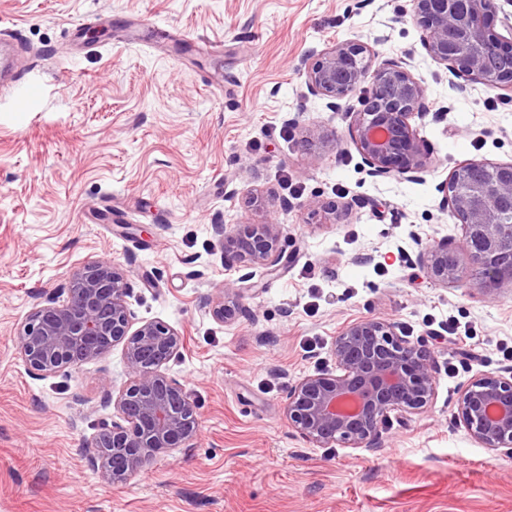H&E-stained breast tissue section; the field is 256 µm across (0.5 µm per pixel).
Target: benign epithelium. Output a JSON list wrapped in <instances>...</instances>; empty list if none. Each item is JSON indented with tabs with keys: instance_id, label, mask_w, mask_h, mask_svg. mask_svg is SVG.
<instances>
[{
	"instance_id": "7a95c632",
	"label": "benign epithelium",
	"mask_w": 512,
	"mask_h": 512,
	"mask_svg": "<svg viewBox=\"0 0 512 512\" xmlns=\"http://www.w3.org/2000/svg\"><path fill=\"white\" fill-rule=\"evenodd\" d=\"M413 20L424 31L423 47L439 65L488 88L512 92V67L491 66L485 50L512 59V41L491 37L495 0H411ZM374 52L359 40L334 43L304 68L305 83L328 107L357 90L367 76L373 89L362 109L352 113V142L373 176L420 180L432 161L412 120L427 116L425 90L405 59H390L371 69ZM484 162H468L438 185L451 204L464 236L477 238L482 250L451 247L440 239L422 247L418 260L431 280L446 285L470 266L484 270L489 283L512 281V258L489 265L512 225L500 222L512 212V163L498 164L497 178L477 179ZM224 249V265L261 266L270 273L284 265L281 225L266 218L243 227L213 225ZM240 280L228 279L210 301L213 315L225 321L243 312ZM132 288L120 265L98 260L72 272L41 301L12 336L21 359L33 372L53 375L96 361L123 344L130 382L112 400V422L86 443V460L111 483L140 473L162 454L190 446L200 420L192 394L162 367L182 347L170 325H135L126 297ZM337 374L309 375L288 392V423L318 448L337 444L370 448L390 414L426 409L435 395L429 352L397 332L382 318H362L343 327L334 348ZM456 416L482 447L512 449V372L481 373L459 392Z\"/></svg>"
}]
</instances>
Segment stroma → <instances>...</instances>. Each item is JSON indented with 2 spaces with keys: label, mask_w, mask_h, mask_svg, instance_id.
Returning <instances> with one entry per match:
<instances>
[{
  "label": "stroma",
  "mask_w": 512,
  "mask_h": 512,
  "mask_svg": "<svg viewBox=\"0 0 512 512\" xmlns=\"http://www.w3.org/2000/svg\"><path fill=\"white\" fill-rule=\"evenodd\" d=\"M3 38L20 40L40 91L22 115L0 97V512H512V452L455 416L477 373L512 370V282L488 288L469 269L439 286L418 262L419 244L463 239L438 184L466 162L512 163V93L433 63L410 0H0ZM347 39L411 59L433 161L422 180L370 176L355 149L371 81L334 111L308 93L305 59ZM318 129L335 144L305 149ZM117 208L126 224L107 221ZM269 208L286 266H225L214 225ZM99 259L128 270L136 320L181 334L163 370L200 418L190 447L122 484L84 450L114 411L104 384L130 381L122 345L44 378L12 341L42 293ZM242 276L248 316L215 318L208 296ZM366 317L430 353L434 399L391 415L373 447H315L286 396L335 373L341 327ZM451 319L475 335L442 333Z\"/></svg>",
  "instance_id": "1"
}]
</instances>
